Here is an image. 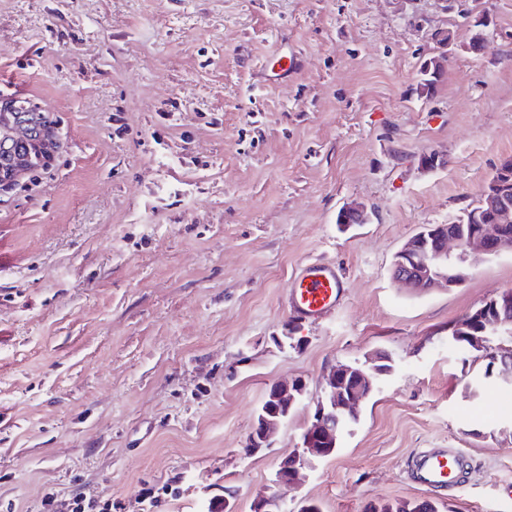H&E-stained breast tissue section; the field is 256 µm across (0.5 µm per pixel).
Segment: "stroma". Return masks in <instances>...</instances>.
<instances>
[{"label":"stroma","mask_w":512,"mask_h":512,"mask_svg":"<svg viewBox=\"0 0 512 512\" xmlns=\"http://www.w3.org/2000/svg\"><path fill=\"white\" fill-rule=\"evenodd\" d=\"M14 96L61 147L0 190V512L76 492L200 512L227 486L250 512L331 367L376 354L392 370L336 452L279 488L288 506L512 512V377L474 391L483 363L448 332L512 290V254L471 256L455 288L392 277L403 244L512 155V0H0ZM352 201L368 221L343 233ZM314 259L343 281L319 320L290 291ZM288 320L302 346L278 343ZM294 379L305 393L272 447L244 454L269 388ZM422 448L462 453L463 487L411 483Z\"/></svg>","instance_id":"stroma-1"}]
</instances>
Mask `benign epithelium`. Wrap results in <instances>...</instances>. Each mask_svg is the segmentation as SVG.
<instances>
[{
    "label": "benign epithelium",
    "mask_w": 512,
    "mask_h": 512,
    "mask_svg": "<svg viewBox=\"0 0 512 512\" xmlns=\"http://www.w3.org/2000/svg\"><path fill=\"white\" fill-rule=\"evenodd\" d=\"M0 137L7 140L11 150L0 155V187L8 188L21 182L30 173L32 160L47 164L56 154L58 138L54 123L33 104L19 103L0 114ZM482 209L472 216L466 229L448 231L445 224H428L410 238L395 256V280L421 291L432 288H452L463 279L448 275V266L467 262L469 254L478 250L489 256L512 253V156L503 158L496 168L495 179L481 188ZM367 221L364 205L355 203L343 207L337 224L343 231ZM512 306V294L505 292L469 314L466 321L453 327L451 335L459 337L469 329L485 340L496 331L500 319L487 315L489 308ZM338 364L326 379L324 395L317 401L315 413L302 435L300 446L281 460L272 480L273 485H291L297 482L311 458L330 455L335 449L338 416L354 414L360 402L373 391L371 366ZM298 387L303 394L305 384L278 383L270 401L262 405L259 418L250 432L245 447L253 454L272 446L273 438L284 423L296 401L291 388ZM253 512H288L275 492L259 493L252 502ZM206 512H235L232 499L216 494L206 500Z\"/></svg>",
    "instance_id": "7a95c632"
}]
</instances>
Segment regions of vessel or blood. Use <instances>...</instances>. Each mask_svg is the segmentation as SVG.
<instances>
[{
    "mask_svg": "<svg viewBox=\"0 0 512 512\" xmlns=\"http://www.w3.org/2000/svg\"><path fill=\"white\" fill-rule=\"evenodd\" d=\"M342 282L335 270L320 262H309L292 285L293 305L309 319L329 314L339 302ZM461 455L450 448H426L411 465V477L421 486L452 490L459 485Z\"/></svg>",
    "mask_w": 512,
    "mask_h": 512,
    "instance_id": "1",
    "label": "vessel or blood"
}]
</instances>
